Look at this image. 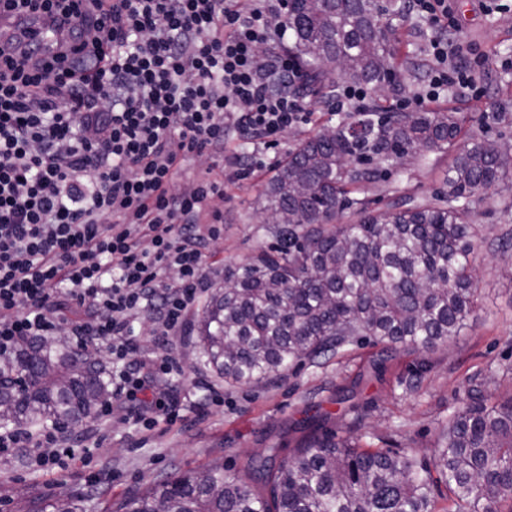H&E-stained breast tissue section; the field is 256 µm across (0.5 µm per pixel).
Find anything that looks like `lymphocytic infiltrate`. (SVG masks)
<instances>
[{"mask_svg":"<svg viewBox=\"0 0 512 512\" xmlns=\"http://www.w3.org/2000/svg\"><path fill=\"white\" fill-rule=\"evenodd\" d=\"M73 2L0 0L55 16L73 37L58 65L36 66L34 45L0 63V355L62 329L93 338L112 360L113 401L149 433L176 415L164 382L178 367L169 353L140 359L130 319L148 314L164 341L180 335L208 288L207 245L224 233L209 209L223 181L198 176L178 190L174 177L203 152L247 175L251 156H225L226 138L275 146L309 104L274 0ZM403 12L433 30V63L398 109L451 89L481 99L484 60L454 41L450 0H403ZM85 303L88 321L65 316ZM18 448L47 470L90 457L51 426L0 430V457Z\"/></svg>","mask_w":512,"mask_h":512,"instance_id":"obj_1","label":"lymphocytic infiltrate"}]
</instances>
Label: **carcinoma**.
I'll list each match as a JSON object with an SVG mask.
<instances>
[{"instance_id":"1","label":"carcinoma","mask_w":512,"mask_h":512,"mask_svg":"<svg viewBox=\"0 0 512 512\" xmlns=\"http://www.w3.org/2000/svg\"><path fill=\"white\" fill-rule=\"evenodd\" d=\"M288 50L304 85L372 84L390 66L375 0H291ZM461 118L373 105L303 141L266 183L275 243L235 267L208 295L197 321L205 363L230 385L273 382L306 363L365 343L428 353L460 334L474 312L477 246L472 198L503 182L512 159L489 140L460 148ZM453 154L432 198L384 212L352 199L376 177L358 164L400 152ZM352 211L355 222L335 224ZM92 339L34 338L0 357L6 424L74 429L112 398L103 359L83 362ZM260 484L222 465L174 470L105 512H512V396L469 390L443 427L432 461L362 446L332 432L312 436L288 461L253 465ZM86 497L59 496L41 512H87Z\"/></svg>"}]
</instances>
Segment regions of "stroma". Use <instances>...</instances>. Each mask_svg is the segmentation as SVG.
<instances>
[{
	"mask_svg": "<svg viewBox=\"0 0 512 512\" xmlns=\"http://www.w3.org/2000/svg\"><path fill=\"white\" fill-rule=\"evenodd\" d=\"M455 6L460 39L485 59L480 70L484 96L475 101L450 93L441 104L461 113L465 138L483 137L512 152V71L499 66L512 58V11L486 14L480 0H456ZM381 22L390 30L393 49L382 105L392 109L398 99L417 91L431 63L433 33L418 17L406 20L388 12ZM310 101V123L282 134L274 149L277 160H285L300 140L322 126L340 120L324 97L314 95ZM450 160L447 153H421L405 166L382 170L354 196L380 209L423 201L441 189ZM272 175L266 168L240 180L225 175L224 195L212 202L213 210L224 215V234L210 245V286L223 285L225 269L272 244L267 225L258 221L261 190ZM468 221L479 234L474 264L478 309L460 336L423 355L353 346L273 382L230 387L200 360L192 329L196 312H189L183 334L166 343L154 336L148 316H136L141 358L169 352L178 361L180 371L168 384L181 419L145 435L123 406L113 404L111 415L98 416L74 432L91 450L90 465L77 462L56 473L37 470L27 451L17 449L0 459V512H40L54 497L99 489L117 502L176 467L219 464L246 474L252 460L269 451L286 460L316 424L344 438L366 431L388 435L396 450L430 458L441 425L472 383L496 398L512 395V253L498 247L502 235L512 233V189L478 193ZM215 391L221 392L222 402H212Z\"/></svg>",
	"mask_w": 512,
	"mask_h": 512,
	"instance_id": "35a3bbf8",
	"label": "stroma"
}]
</instances>
